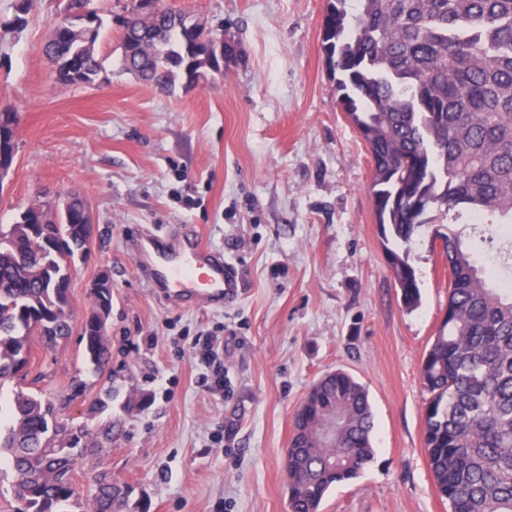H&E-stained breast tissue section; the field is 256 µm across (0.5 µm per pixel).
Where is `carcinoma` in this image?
I'll return each instance as SVG.
<instances>
[{
    "mask_svg": "<svg viewBox=\"0 0 512 512\" xmlns=\"http://www.w3.org/2000/svg\"><path fill=\"white\" fill-rule=\"evenodd\" d=\"M90 0H67L44 51L64 85L93 84L102 72L95 45L103 26L81 29L74 13ZM199 33L219 35L193 14L162 6L153 19L123 25V65L160 88L181 77L191 85L212 71ZM322 47L342 108L373 162L376 221L408 247L435 208L475 224L497 218L512 232V0H327ZM57 243L29 235L0 258V380L15 377L31 337L49 345L71 333L69 283L63 273L88 234L81 204L53 225ZM450 274L448 306L421 364L429 395L424 447L437 493L450 512H512V278L475 265L461 234H438ZM402 304L420 292L407 254L388 251ZM92 299L81 334L83 357L96 371L109 362L107 331L96 326ZM336 415V442L317 435ZM0 434L11 469L15 512H122L128 487L96 478L81 496L74 473L82 453H58L62 434L80 447L82 426H59L51 403L23 390ZM284 472L289 512H320L328 491L361 474L373 458L372 406L366 387L336 370L318 378L296 408Z\"/></svg>",
    "mask_w": 512,
    "mask_h": 512,
    "instance_id": "obj_1",
    "label": "carcinoma"
}]
</instances>
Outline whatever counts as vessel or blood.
Returning a JSON list of instances; mask_svg holds the SVG:
<instances>
[{
    "label": "vessel or blood",
    "mask_w": 512,
    "mask_h": 512,
    "mask_svg": "<svg viewBox=\"0 0 512 512\" xmlns=\"http://www.w3.org/2000/svg\"><path fill=\"white\" fill-rule=\"evenodd\" d=\"M138 251L151 288L188 289L204 303L218 306L238 292L234 265L195 234L183 235L171 244L160 235L149 234L142 238Z\"/></svg>",
    "instance_id": "vessel-or-blood-1"
}]
</instances>
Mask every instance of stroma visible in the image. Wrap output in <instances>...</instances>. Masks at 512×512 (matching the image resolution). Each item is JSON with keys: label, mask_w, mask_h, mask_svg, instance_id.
<instances>
[{"label": "stroma", "mask_w": 512, "mask_h": 512, "mask_svg": "<svg viewBox=\"0 0 512 512\" xmlns=\"http://www.w3.org/2000/svg\"><path fill=\"white\" fill-rule=\"evenodd\" d=\"M164 3L223 26L237 46L223 75L169 91L138 79L122 63L131 0H93L105 77L59 84L43 53L59 0H30L26 24L6 30L19 0H0V105L18 114L0 226L38 196L80 193L94 224L71 268L74 324L101 271L112 281L102 372L85 367L79 333L53 346L33 337L30 373L0 382V408L25 387L57 421L84 426L94 451L76 471L80 490L109 474L129 486L128 512H289L292 414L316 379L343 370L369 391L375 453L321 512H448L423 443L421 362L448 303L434 232H461L480 260L491 247L430 212L408 256L421 303L406 309L376 222L372 159L326 68L325 0ZM190 226L239 270L224 307L174 304L146 286L140 235ZM210 336L224 348L220 391L195 354Z\"/></svg>", "instance_id": "stroma-1"}]
</instances>
